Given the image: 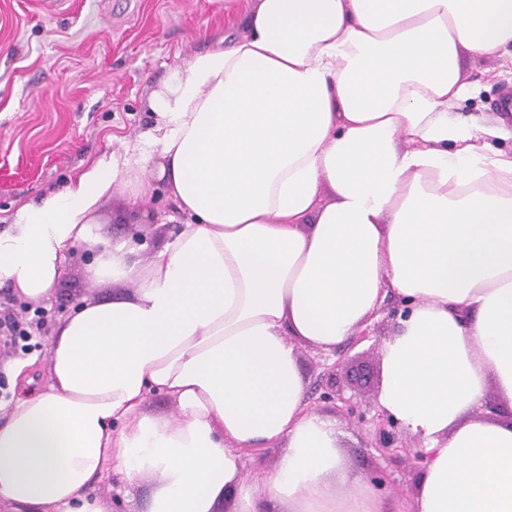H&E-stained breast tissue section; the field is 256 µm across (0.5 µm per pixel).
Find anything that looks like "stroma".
Here are the masks:
<instances>
[{
	"label": "stroma",
	"mask_w": 512,
	"mask_h": 512,
	"mask_svg": "<svg viewBox=\"0 0 512 512\" xmlns=\"http://www.w3.org/2000/svg\"><path fill=\"white\" fill-rule=\"evenodd\" d=\"M249 0H0V231L16 210L64 188L90 162L134 144L152 120L150 93L226 34L245 32ZM460 70L474 88L450 115L481 122L497 119L492 108L504 87L512 88V48L497 57L463 51ZM173 201L158 179L139 193L115 186L100 206V237L127 242L149 262L159 245L177 235ZM95 256L86 245L68 254L65 272L49 301H33L0 287V313L23 323L40 319L44 333L16 343L0 341V404L10 405L25 384L49 380L48 335L58 318L83 299L111 295L88 273ZM27 362L25 377L13 364ZM344 452L357 475L384 470L381 496L392 512H410L420 472L404 459L388 461L368 448L369 429L345 426ZM148 480L124 489L105 475L94 489L110 512H142Z\"/></svg>",
	"instance_id": "35a3bbf8"
}]
</instances>
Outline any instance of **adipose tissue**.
<instances>
[{
    "label": "adipose tissue",
    "mask_w": 512,
    "mask_h": 512,
    "mask_svg": "<svg viewBox=\"0 0 512 512\" xmlns=\"http://www.w3.org/2000/svg\"><path fill=\"white\" fill-rule=\"evenodd\" d=\"M248 32L154 90L153 124L0 232V286L46 301L83 243L130 293L61 317L44 390L0 423V507L108 512L106 472L145 512H385L335 418L309 406L297 342L330 352L411 311L381 346L380 411L426 458L413 512H512V155L452 121L459 55L512 45V0H251ZM164 181L188 224L149 262L106 244L116 185ZM173 418L146 412L151 394ZM279 449L273 467L258 451ZM125 484H119L112 473H108L96 485L95 496L102 499L112 512H135L143 511L145 501L149 495L150 483L147 479L139 480L130 490L134 498L130 501L124 493Z\"/></svg>",
    "instance_id": "adipose-tissue-1"
}]
</instances>
